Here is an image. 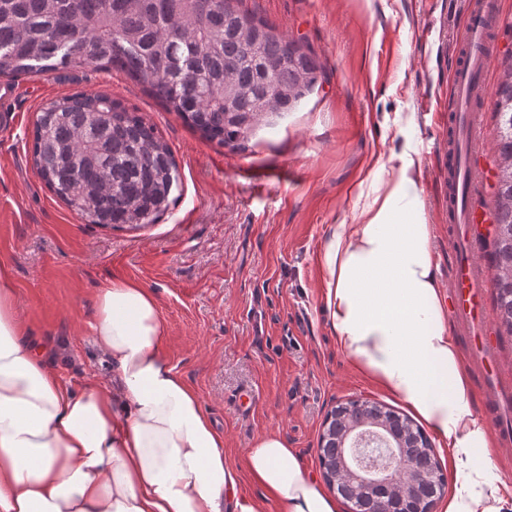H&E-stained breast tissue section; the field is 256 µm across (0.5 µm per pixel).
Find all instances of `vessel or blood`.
<instances>
[{"label": "vessel or blood", "mask_w": 512, "mask_h": 512, "mask_svg": "<svg viewBox=\"0 0 512 512\" xmlns=\"http://www.w3.org/2000/svg\"><path fill=\"white\" fill-rule=\"evenodd\" d=\"M465 25L460 46L451 58L452 100L448 105V248L455 256L448 283L451 300L448 316L462 335L475 333L478 318L487 316L485 297L489 284L478 253L477 240L466 237L460 228L471 223L476 212L482 173L476 165L485 148L486 135L480 122L481 100L485 98L484 76L490 62L488 54L494 0H463ZM481 364L488 367L481 386L489 396H497L492 374L500 369L497 348L482 347Z\"/></svg>", "instance_id": "vessel-or-blood-1"}]
</instances>
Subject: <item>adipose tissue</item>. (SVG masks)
Returning a JSON list of instances; mask_svg holds the SVG:
<instances>
[{
	"instance_id": "1",
	"label": "adipose tissue",
	"mask_w": 512,
	"mask_h": 512,
	"mask_svg": "<svg viewBox=\"0 0 512 512\" xmlns=\"http://www.w3.org/2000/svg\"><path fill=\"white\" fill-rule=\"evenodd\" d=\"M403 160L399 180L322 253L336 344L450 450L454 491L440 512H512L493 472L495 435L473 407L448 324L433 227ZM92 325L114 389L75 390L30 345L16 291L0 276V512H341L275 433L243 461L264 498L240 493L224 436L161 350L154 293L122 278L97 291Z\"/></svg>"
}]
</instances>
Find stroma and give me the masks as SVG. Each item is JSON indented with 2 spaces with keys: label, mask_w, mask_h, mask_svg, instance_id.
Listing matches in <instances>:
<instances>
[{
  "label": "stroma",
  "mask_w": 512,
  "mask_h": 512,
  "mask_svg": "<svg viewBox=\"0 0 512 512\" xmlns=\"http://www.w3.org/2000/svg\"><path fill=\"white\" fill-rule=\"evenodd\" d=\"M235 5L304 40L323 67L316 91L242 150L203 138L116 69L11 79L19 94L0 127V273L14 283L31 342L78 388L112 385L91 330L99 285L117 277L153 290L167 326L162 351L223 433L229 461L241 464L257 434L276 432L316 476L334 406L360 399L403 408L337 348L319 264L332 225L358 222L376 183L397 180L402 155L420 163L438 276L450 278L439 144L448 55L464 17L448 0ZM79 91L121 101L169 145L182 191L159 223H86L38 175L36 115Z\"/></svg>",
  "instance_id": "obj_1"
}]
</instances>
